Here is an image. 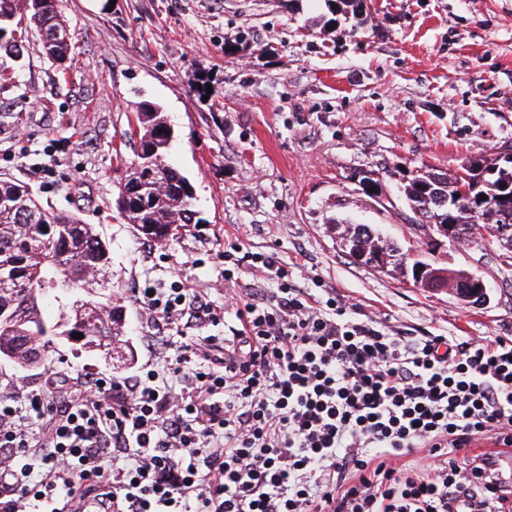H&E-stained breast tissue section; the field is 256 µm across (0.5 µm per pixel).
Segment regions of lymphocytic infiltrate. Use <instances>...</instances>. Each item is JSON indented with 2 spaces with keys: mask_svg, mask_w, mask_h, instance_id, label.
Listing matches in <instances>:
<instances>
[{
  "mask_svg": "<svg viewBox=\"0 0 512 512\" xmlns=\"http://www.w3.org/2000/svg\"><path fill=\"white\" fill-rule=\"evenodd\" d=\"M277 286L234 294L224 341L186 340L133 375L0 390V512H501L512 338L404 336L252 256ZM158 331L222 324L183 283L136 286ZM224 354L212 356L216 343Z\"/></svg>",
  "mask_w": 512,
  "mask_h": 512,
  "instance_id": "f902f5d3",
  "label": "lymphocytic infiltrate"
}]
</instances>
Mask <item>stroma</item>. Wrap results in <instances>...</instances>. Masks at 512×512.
Here are the masks:
<instances>
[{
  "instance_id": "stroma-1",
  "label": "stroma",
  "mask_w": 512,
  "mask_h": 512,
  "mask_svg": "<svg viewBox=\"0 0 512 512\" xmlns=\"http://www.w3.org/2000/svg\"><path fill=\"white\" fill-rule=\"evenodd\" d=\"M365 21L328 0H60L74 35L61 79L38 34L0 76V177L44 206L80 212L109 245L107 291L123 307L133 359L104 361L57 340L35 367L0 375L47 387L53 363L124 377L153 335L128 290L183 280L220 306L228 244L275 253L347 304L407 336H512V258L472 236L417 231L413 172L492 160L512 143V0H364ZM173 129L167 161L189 182L199 223L155 253L115 209L136 159L125 134L139 102ZM379 173L382 196L356 178ZM370 224L421 260L465 269L488 299L466 305L341 250L336 227Z\"/></svg>"
}]
</instances>
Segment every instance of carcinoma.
<instances>
[{
  "mask_svg": "<svg viewBox=\"0 0 512 512\" xmlns=\"http://www.w3.org/2000/svg\"><path fill=\"white\" fill-rule=\"evenodd\" d=\"M33 27L41 37L48 59L58 64L62 77L69 64L72 36L67 20L58 10V0H0V59H15L23 52L22 41L9 27L15 23ZM139 128L138 161L131 164L124 182L119 184L115 207L149 240L168 241L179 228L197 224L193 194L186 178L166 163L172 135L170 126L149 102L139 104L136 113ZM164 133H159V129ZM440 174L419 170L405 187L410 207L418 216L415 223H429L432 214L422 207V185H433ZM458 181L471 194H512V160L498 154L493 162L468 161ZM452 223L463 226V233L478 225L492 224L502 235L484 237L488 242L503 241L512 246V198L496 211L492 223L476 217L471 208L460 206ZM355 239L365 245L379 243L376 230L369 224L354 225ZM112 256L105 241L91 224L78 215L48 210L41 206L26 184L0 177V354L10 352L25 361L33 357L37 364L53 336L62 337L77 327L79 320L87 340L81 347L93 352L112 349V336L119 331L117 312L91 297L69 298L63 289L80 290L89 285L87 273L96 272L95 284H108ZM52 288L62 292L55 298L57 315L43 318L39 302Z\"/></svg>",
  "mask_w": 512,
  "mask_h": 512,
  "instance_id": "cac0c4a2",
  "label": "carcinoma"
}]
</instances>
